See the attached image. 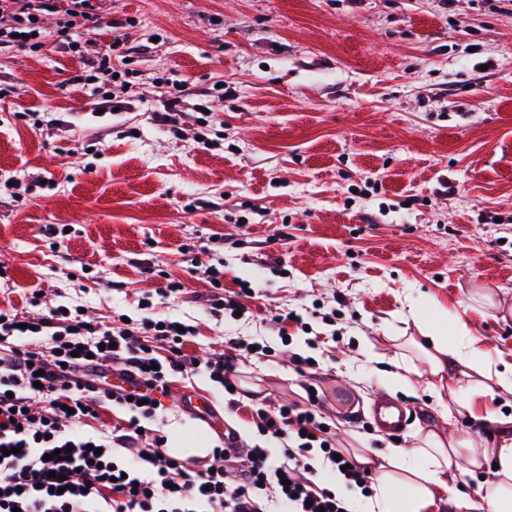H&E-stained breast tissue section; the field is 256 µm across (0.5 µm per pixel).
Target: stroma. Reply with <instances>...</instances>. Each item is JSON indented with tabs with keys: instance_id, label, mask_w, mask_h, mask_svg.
I'll use <instances>...</instances> for the list:
<instances>
[{
	"instance_id": "35a3bbf8",
	"label": "stroma",
	"mask_w": 512,
	"mask_h": 512,
	"mask_svg": "<svg viewBox=\"0 0 512 512\" xmlns=\"http://www.w3.org/2000/svg\"><path fill=\"white\" fill-rule=\"evenodd\" d=\"M98 35L0 50V310L84 306L111 322L191 325L186 354L261 333L241 360L255 397L306 402L344 450L413 448L451 430L478 448L498 429L444 415L428 379L387 392L410 305L460 317L492 359L512 362V0H98ZM130 49L100 110L75 81L100 44ZM182 91L167 104L169 85ZM49 114L32 127L26 111ZM206 125H198V117ZM205 134L208 145L198 144ZM249 281L245 318L212 311L210 268ZM185 284L164 300L168 281ZM150 309H141L143 298ZM305 324L278 322L287 312ZM312 358L297 369L292 354ZM165 411L258 443L252 399L175 376ZM208 399L207 414L179 400ZM390 394L413 419L399 437L370 405Z\"/></svg>"
}]
</instances>
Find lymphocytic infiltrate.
I'll list each match as a JSON object with an SVG mask.
<instances>
[{
  "instance_id": "obj_1",
  "label": "lymphocytic infiltrate",
  "mask_w": 512,
  "mask_h": 512,
  "mask_svg": "<svg viewBox=\"0 0 512 512\" xmlns=\"http://www.w3.org/2000/svg\"><path fill=\"white\" fill-rule=\"evenodd\" d=\"M44 11L57 13L53 37L67 44L76 29L98 28L91 0H0V20L10 21L0 27V48H45L36 34ZM179 327L151 318L105 327L63 305L25 323L0 312V512H346L335 490L298 478L316 448L348 483L369 486L366 469L325 432L315 397L253 408L259 435L281 446L277 461L233 434L212 449V463L198 465L166 453L164 436L142 428L141 419L157 417L173 376L200 369L227 387L238 352L267 350L262 336H237L203 362L185 354L190 335ZM157 343L166 356H155ZM116 364L136 389L112 387ZM112 405L130 412L127 424L103 423Z\"/></svg>"
}]
</instances>
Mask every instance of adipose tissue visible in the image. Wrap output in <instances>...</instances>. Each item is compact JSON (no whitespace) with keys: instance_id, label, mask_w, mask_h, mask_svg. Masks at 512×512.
<instances>
[{"instance_id":"obj_1","label":"adipose tissue","mask_w":512,"mask_h":512,"mask_svg":"<svg viewBox=\"0 0 512 512\" xmlns=\"http://www.w3.org/2000/svg\"><path fill=\"white\" fill-rule=\"evenodd\" d=\"M410 313L428 341L423 349L426 368L421 371L406 362L399 364L386 374L388 386L407 389L419 375H428L433 393L450 394L462 412L471 409L456 389L463 377L495 381L499 394L512 396V364L497 366L475 343H462L467 327L461 319H428L415 307ZM462 456L469 471L491 465L496 468L494 480L481 486L473 499L447 481L453 464ZM357 461L377 474L367 512H394L398 501L404 512H437L443 503L453 512H512V435H502L496 447L478 449L469 441L447 439L432 431L414 451L390 448L381 454L358 456Z\"/></svg>"}]
</instances>
